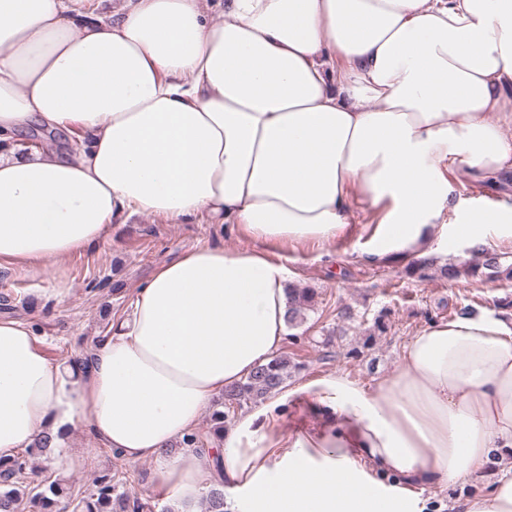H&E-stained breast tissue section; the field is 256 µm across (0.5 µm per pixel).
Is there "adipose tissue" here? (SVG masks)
Listing matches in <instances>:
<instances>
[{
    "mask_svg": "<svg viewBox=\"0 0 512 512\" xmlns=\"http://www.w3.org/2000/svg\"><path fill=\"white\" fill-rule=\"evenodd\" d=\"M0 0V142L39 124L73 153L0 152V261L33 273L116 220L234 224L251 249L201 246L159 266L95 344L85 374L0 319V457L84 425L152 459L174 512L212 484L247 512H512V320L429 323L373 384L324 375L224 432L219 459L181 447L205 408L286 336L288 269L273 243L325 244L356 211L369 256L512 236V205L465 211L444 160L512 168V0ZM304 402L308 426H281Z\"/></svg>",
    "mask_w": 512,
    "mask_h": 512,
    "instance_id": "ef3b65f1",
    "label": "adipose tissue"
}]
</instances>
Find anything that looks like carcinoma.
<instances>
[{
    "label": "carcinoma",
    "mask_w": 512,
    "mask_h": 512,
    "mask_svg": "<svg viewBox=\"0 0 512 512\" xmlns=\"http://www.w3.org/2000/svg\"><path fill=\"white\" fill-rule=\"evenodd\" d=\"M477 255V263L463 266H444L440 275L448 280L466 279L478 274L479 269L488 271V275L512 280V264L507 266L500 262V257L488 249H472ZM316 291L312 288H287L286 323L292 328L304 322L305 311L314 306ZM297 368L286 355L273 357L268 363L258 366L243 381L227 390L224 396L214 404L211 414L209 436L203 438L196 433L187 436L180 445L193 447L201 452L208 451L212 439L224 440V422L230 410L243 405L257 404L281 390L291 377V369ZM54 437L43 436L37 444L25 451L23 455L0 457V512H18L23 499H29L33 507L41 512H144L145 505L130 497L126 492H119L112 484V478L104 475L94 484V489L75 501L67 496L63 483L59 480L49 484L30 486L23 483L31 459L50 451ZM206 512H224V489L214 486L206 496Z\"/></svg>",
    "instance_id": "carcinoma-1"
}]
</instances>
